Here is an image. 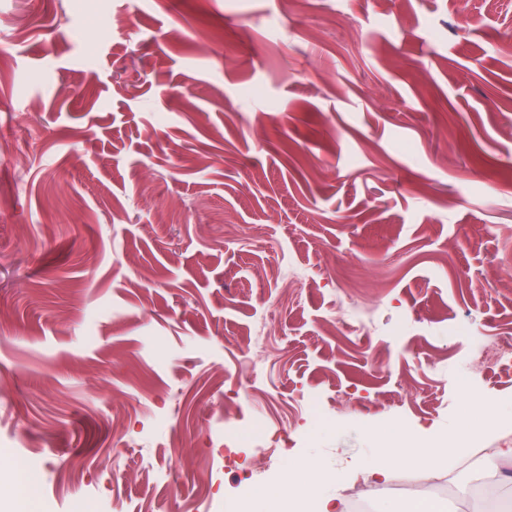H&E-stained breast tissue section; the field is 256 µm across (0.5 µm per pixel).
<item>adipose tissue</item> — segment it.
<instances>
[{"label":"adipose tissue","mask_w":512,"mask_h":512,"mask_svg":"<svg viewBox=\"0 0 512 512\" xmlns=\"http://www.w3.org/2000/svg\"><path fill=\"white\" fill-rule=\"evenodd\" d=\"M380 439L381 458L368 468V474L378 489L387 487L394 478L393 470L387 462L388 457L408 456L412 446L410 432L399 427L390 428L388 436ZM311 465V459H303L300 465L284 468L275 487L255 489L252 494L253 512H286L289 500L296 498L305 499L315 512H335L336 505L329 491L332 486L344 481V474L325 470L316 483H300L299 471L308 469Z\"/></svg>","instance_id":"1"}]
</instances>
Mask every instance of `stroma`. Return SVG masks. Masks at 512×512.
<instances>
[{"instance_id": "stroma-1", "label": "stroma", "mask_w": 512, "mask_h": 512, "mask_svg": "<svg viewBox=\"0 0 512 512\" xmlns=\"http://www.w3.org/2000/svg\"><path fill=\"white\" fill-rule=\"evenodd\" d=\"M0 128V512H239L512 418V0H0ZM495 445L396 481L478 512ZM263 433V428L253 420L229 427L227 432H225L229 440L236 445L244 442L250 444L251 441L259 439ZM389 435L386 436L384 432L380 435V454L379 459L371 464L368 468L369 477L374 482L373 489L386 488L393 480L394 474L391 466L385 462V457L399 456L408 457L410 453L408 448H412L411 433L399 427H389ZM313 461L310 458L303 459L299 465L285 467L280 475L277 485L273 488L261 487L252 493L253 512H288V500L303 498L316 512H344L342 500L337 499L336 505L330 496V488L338 486L345 479L343 473L336 470H322L320 479L310 485L298 481L300 470L308 469ZM283 509V510H276Z\"/></svg>"}]
</instances>
